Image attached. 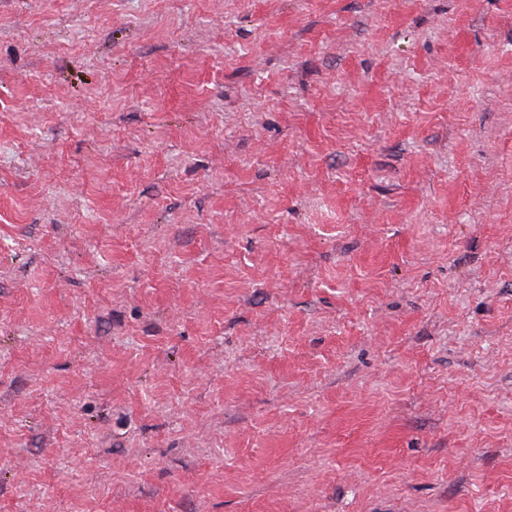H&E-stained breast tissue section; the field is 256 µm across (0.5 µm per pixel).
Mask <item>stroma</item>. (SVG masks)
<instances>
[{
  "label": "stroma",
  "mask_w": 512,
  "mask_h": 512,
  "mask_svg": "<svg viewBox=\"0 0 512 512\" xmlns=\"http://www.w3.org/2000/svg\"><path fill=\"white\" fill-rule=\"evenodd\" d=\"M0 512H512V0H0Z\"/></svg>",
  "instance_id": "35a3bbf8"
}]
</instances>
